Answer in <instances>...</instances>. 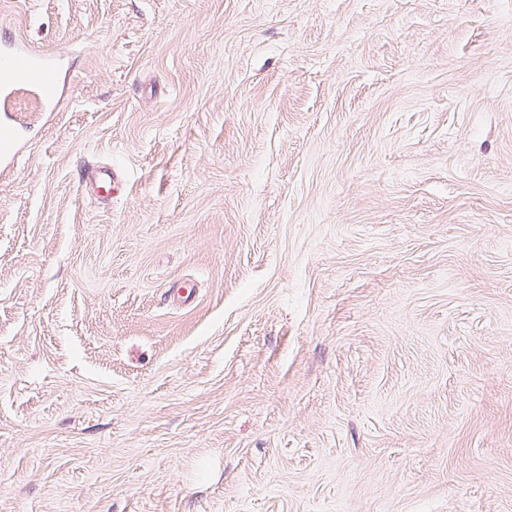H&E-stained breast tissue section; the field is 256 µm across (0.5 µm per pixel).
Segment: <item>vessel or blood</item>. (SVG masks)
I'll return each mask as SVG.
<instances>
[{
	"label": "vessel or blood",
	"instance_id": "b4317fda",
	"mask_svg": "<svg viewBox=\"0 0 512 512\" xmlns=\"http://www.w3.org/2000/svg\"><path fill=\"white\" fill-rule=\"evenodd\" d=\"M58 59L28 41L18 38L0 48V112H7L16 94L35 92L41 107L55 111L59 100L57 83ZM88 194L112 197L118 180L113 172L101 167L89 168Z\"/></svg>",
	"mask_w": 512,
	"mask_h": 512
}]
</instances>
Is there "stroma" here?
Returning <instances> with one entry per match:
<instances>
[{"mask_svg":"<svg viewBox=\"0 0 512 512\" xmlns=\"http://www.w3.org/2000/svg\"><path fill=\"white\" fill-rule=\"evenodd\" d=\"M1 33L65 95L0 171V512H512V0ZM86 184L87 193L95 197H112L116 193L119 181L113 172L101 167H89Z\"/></svg>","mask_w":512,"mask_h":512,"instance_id":"1","label":"stroma"}]
</instances>
